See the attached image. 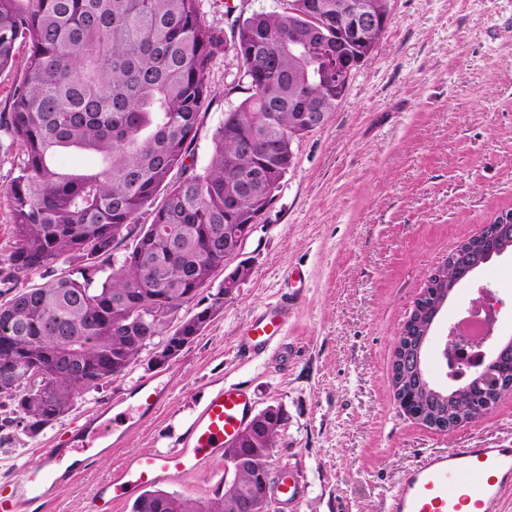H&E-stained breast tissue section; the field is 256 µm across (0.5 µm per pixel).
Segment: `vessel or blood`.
<instances>
[{
  "instance_id": "b4317fda",
  "label": "vessel or blood",
  "mask_w": 512,
  "mask_h": 512,
  "mask_svg": "<svg viewBox=\"0 0 512 512\" xmlns=\"http://www.w3.org/2000/svg\"><path fill=\"white\" fill-rule=\"evenodd\" d=\"M288 325V309L281 306L258 312L249 326L246 345L267 346L282 336ZM253 416V401L243 390L223 387L212 391L189 425L180 448L164 453L128 456L110 479L100 483L91 496L90 512H112L143 487L175 481L189 474H203L207 461L223 456L229 442ZM120 416L93 421L85 441L110 447L122 427ZM61 482L53 454L35 466L24 468L12 483L8 496L0 498V512L45 499ZM512 496V447L447 448L424 452L391 492L386 512H503Z\"/></svg>"
}]
</instances>
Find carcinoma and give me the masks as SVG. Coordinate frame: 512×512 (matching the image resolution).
<instances>
[{
  "instance_id": "1",
  "label": "carcinoma",
  "mask_w": 512,
  "mask_h": 512,
  "mask_svg": "<svg viewBox=\"0 0 512 512\" xmlns=\"http://www.w3.org/2000/svg\"><path fill=\"white\" fill-rule=\"evenodd\" d=\"M311 2L238 19L228 39L206 24L200 0H0V71L28 49L0 112L23 155L7 191L16 247L0 285L43 279L0 304V398L15 414L0 429L38 434L168 336L163 317L193 305L177 332L190 345L223 310L224 284L210 288L224 271V226L269 210L294 165L293 143L306 136L299 113L336 111L387 28L363 44ZM229 41L249 95L224 113L199 171L188 158L213 99L206 73ZM70 148L100 165H55ZM243 171L255 176L232 211ZM123 242L130 249L118 257ZM282 420L279 407L263 434L238 439L256 465L279 447ZM132 512H225L224 495L149 489Z\"/></svg>"
}]
</instances>
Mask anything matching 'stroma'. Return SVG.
<instances>
[{"mask_svg":"<svg viewBox=\"0 0 512 512\" xmlns=\"http://www.w3.org/2000/svg\"><path fill=\"white\" fill-rule=\"evenodd\" d=\"M287 0H202L206 22L281 12ZM390 23L323 126L294 146L295 165L248 239L252 274L223 311L164 366L145 349L125 376L78 397L38 435L0 431V490L46 449L98 411L128 409L139 385L164 388L160 409L132 416L119 442L91 450L27 512H88L90 494L134 453L179 447L213 389L237 385L256 408L282 406L286 419L271 463L299 477V506L280 512H385L387 499L421 452L512 445V395L453 432L417 422L390 385L394 341L429 274L499 212L512 210V0H388ZM214 93L199 117L196 169L210 160L225 112L247 97L232 53L211 63ZM22 155L0 131V267L15 248L7 189ZM495 288L502 336L512 337V252L479 269L455 292L425 351L430 379L448 385L438 347L473 284ZM289 304L284 336L263 350L237 344L254 316ZM223 459L166 491L213 497Z\"/></svg>","mask_w":512,"mask_h":512,"instance_id":"stroma-1","label":"stroma"}]
</instances>
